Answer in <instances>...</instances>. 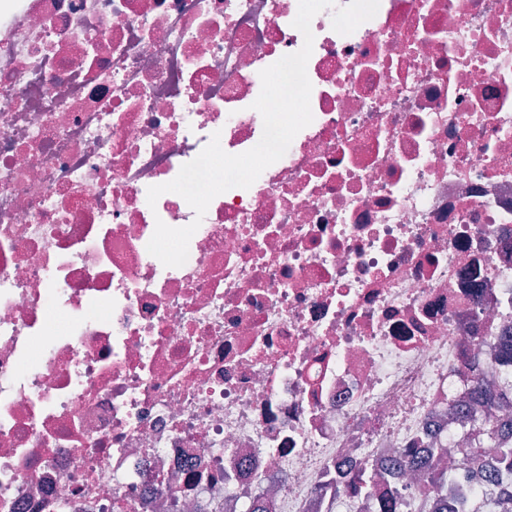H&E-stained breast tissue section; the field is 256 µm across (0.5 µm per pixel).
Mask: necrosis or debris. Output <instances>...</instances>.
<instances>
[{
	"label": "necrosis or debris",
	"instance_id": "obj_1",
	"mask_svg": "<svg viewBox=\"0 0 512 512\" xmlns=\"http://www.w3.org/2000/svg\"><path fill=\"white\" fill-rule=\"evenodd\" d=\"M298 0H0V512H441L512 492L459 454L512 345V0L311 22L312 123L190 224L148 204L261 139ZM415 448L434 487L391 470ZM371 469V490L349 472Z\"/></svg>",
	"mask_w": 512,
	"mask_h": 512
}]
</instances>
